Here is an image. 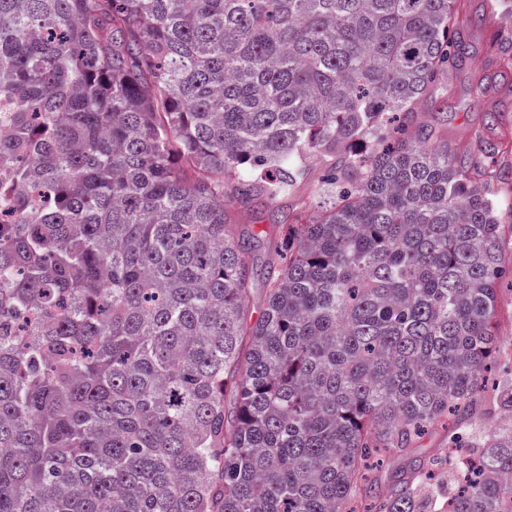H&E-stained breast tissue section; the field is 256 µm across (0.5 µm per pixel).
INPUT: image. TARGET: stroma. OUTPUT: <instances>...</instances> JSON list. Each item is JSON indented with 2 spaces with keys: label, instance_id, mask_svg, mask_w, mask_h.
<instances>
[{
  "label": "stroma",
  "instance_id": "obj_1",
  "mask_svg": "<svg viewBox=\"0 0 512 512\" xmlns=\"http://www.w3.org/2000/svg\"><path fill=\"white\" fill-rule=\"evenodd\" d=\"M486 12L487 0H461L456 5L455 19L467 42L465 62L450 71L447 110L431 111L424 102L418 110L421 120L447 133L452 154L477 159L494 172L488 190L502 197L512 191V68L499 60L498 47L512 35V12L504 11L492 21ZM292 209L288 199L243 217L246 227L261 235L254 251L252 314H259L264 303L267 234L274 225L287 223Z\"/></svg>",
  "mask_w": 512,
  "mask_h": 512
}]
</instances>
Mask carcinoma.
I'll list each match as a JSON object with an SVG mask.
<instances>
[{
	"label": "carcinoma",
	"instance_id": "1",
	"mask_svg": "<svg viewBox=\"0 0 512 512\" xmlns=\"http://www.w3.org/2000/svg\"><path fill=\"white\" fill-rule=\"evenodd\" d=\"M454 2L0 0V512H423L443 468V512H512V202L414 125ZM303 183L249 323L226 203ZM499 295L494 316V331L500 343L512 347V274L506 273L498 284ZM507 374L511 378L512 374V362L508 360H501L497 362L495 368L491 374H489L488 381L486 383V399L488 402L487 411L485 415L479 420V424L482 426H495L502 425L504 422L510 420V414L502 408L494 407L490 404V400L494 394L498 383L500 382L503 375ZM446 426L447 429L444 426L439 427L434 433L425 435L419 443V448L411 453L405 455L387 453L383 455V463L374 470L373 476L383 481L393 470L415 459V457L428 458L431 456L434 448H440L448 440V422Z\"/></svg>",
	"mask_w": 512,
	"mask_h": 512
}]
</instances>
